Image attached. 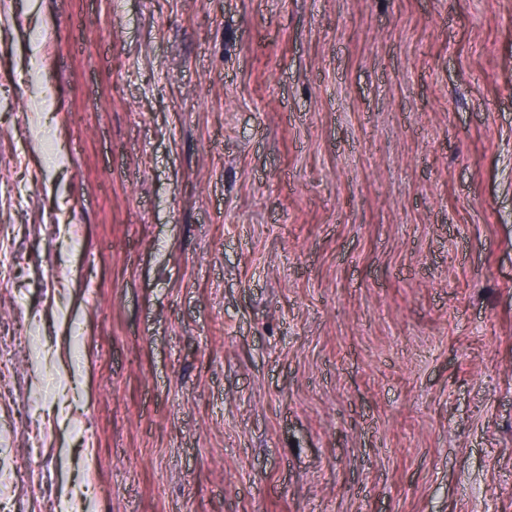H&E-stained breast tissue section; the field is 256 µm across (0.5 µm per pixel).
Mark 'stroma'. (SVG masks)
<instances>
[{
    "label": "stroma",
    "instance_id": "35a3bbf8",
    "mask_svg": "<svg viewBox=\"0 0 512 512\" xmlns=\"http://www.w3.org/2000/svg\"><path fill=\"white\" fill-rule=\"evenodd\" d=\"M66 490L512 512V0H0V512Z\"/></svg>",
    "mask_w": 512,
    "mask_h": 512
}]
</instances>
